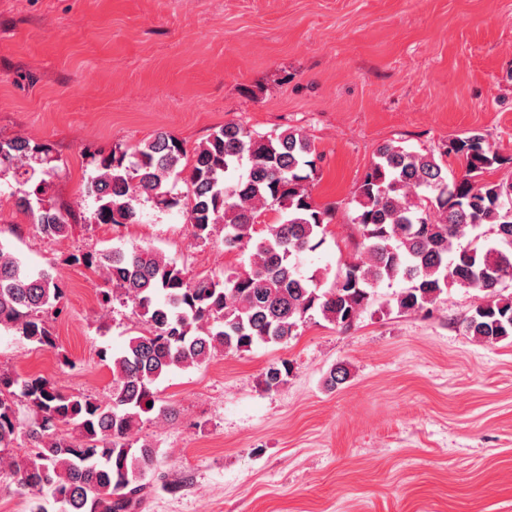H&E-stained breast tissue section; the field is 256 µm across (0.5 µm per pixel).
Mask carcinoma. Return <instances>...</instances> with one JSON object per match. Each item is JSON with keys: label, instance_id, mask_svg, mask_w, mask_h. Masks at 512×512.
<instances>
[{"label": "carcinoma", "instance_id": "carcinoma-1", "mask_svg": "<svg viewBox=\"0 0 512 512\" xmlns=\"http://www.w3.org/2000/svg\"><path fill=\"white\" fill-rule=\"evenodd\" d=\"M462 162L448 175V157ZM314 141L298 129L261 133L230 120L188 153L159 131L132 149L99 156L84 186L97 224H131L137 206L179 209L193 239L223 234L224 248L250 253L248 264L220 276L192 277L185 266L143 246L73 256L104 280L100 318L116 301L132 304L145 328L110 362L112 391L102 401L64 393L43 376L0 369V478L30 497V512H132L154 451L137 437L154 410L155 384L174 369L207 364L219 353L283 344L316 316L351 326L375 290L403 284L391 298L401 313L426 311L457 286L483 294L463 319L467 335L512 340V177L479 181L512 168L473 131L420 153L384 144L351 192L358 251L333 287L301 270V256L326 241L330 210L308 190L317 172ZM51 149L26 137L0 140V181L16 186L15 205L43 238L69 237L76 215L47 197L56 169ZM185 175L186 191L175 192ZM265 211L276 221L257 231ZM467 244H462L464 239ZM63 290L49 269L31 271L0 244V329L54 347L50 317L62 313ZM290 364L268 367L259 384L274 391ZM28 440L29 451L13 449Z\"/></svg>", "mask_w": 512, "mask_h": 512}]
</instances>
